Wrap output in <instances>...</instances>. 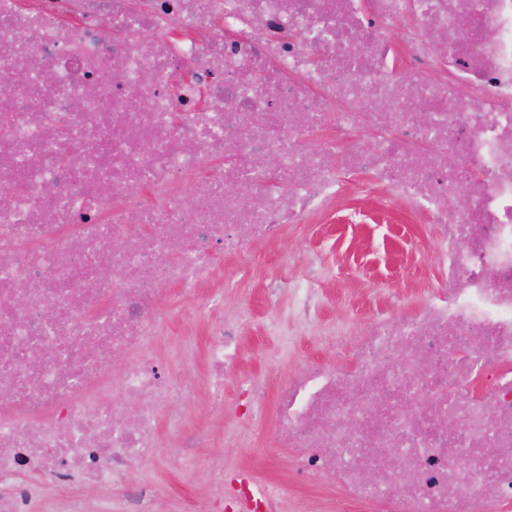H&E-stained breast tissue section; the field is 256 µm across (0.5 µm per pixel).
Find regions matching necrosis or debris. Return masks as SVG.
Returning <instances> with one entry per match:
<instances>
[{"label": "necrosis or debris", "mask_w": 512, "mask_h": 512, "mask_svg": "<svg viewBox=\"0 0 512 512\" xmlns=\"http://www.w3.org/2000/svg\"><path fill=\"white\" fill-rule=\"evenodd\" d=\"M1 102L5 512H112L77 484L160 512L164 490L134 482L159 413L184 455L183 408L204 386L223 415L239 363L242 324L203 290L216 250L324 216L345 171L437 227L439 278L275 392L242 375L251 432L356 512H512V458L490 454L512 447V0H0ZM174 293L208 325L200 377L151 352ZM203 475L206 512L333 509L218 457ZM82 494L90 499H94L100 495H105L112 501V512H122L125 508V500L127 496V488L124 485L112 487L105 490H97L89 487H79Z\"/></svg>", "instance_id": "obj_1"}]
</instances>
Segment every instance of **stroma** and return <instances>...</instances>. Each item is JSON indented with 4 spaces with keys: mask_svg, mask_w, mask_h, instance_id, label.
<instances>
[{
    "mask_svg": "<svg viewBox=\"0 0 512 512\" xmlns=\"http://www.w3.org/2000/svg\"><path fill=\"white\" fill-rule=\"evenodd\" d=\"M368 179L364 172L343 175L350 192L338 213L297 225L279 245L257 247L246 259L219 255L215 277L225 287L224 308L247 307L250 319L241 331L239 369L228 372L224 382V416L209 417V396L203 389L183 412L187 431L203 432L208 440L206 447L190 449V456L223 458L227 468L250 469L260 481L284 475L289 450L267 447L260 436L242 448L224 445L225 429L236 423L237 413L250 402L238 373L281 383L308 362L333 357L324 336L328 329L342 326L354 336L372 315L398 313L425 300L439 275L433 257L436 231L427 223H404L402 205L381 210L378 195L358 190ZM313 273L321 280L323 300L316 323L303 326L292 315L287 294L274 297L270 290ZM173 312L172 322L155 337L152 347L154 357L169 368L180 366L186 348L199 353L205 346L189 303L175 302ZM271 320L278 326L273 333L265 329ZM142 477L166 490L164 512H195L208 494L201 472L165 452L147 461Z\"/></svg>",
    "mask_w": 512,
    "mask_h": 512,
    "instance_id": "1",
    "label": "stroma"
}]
</instances>
